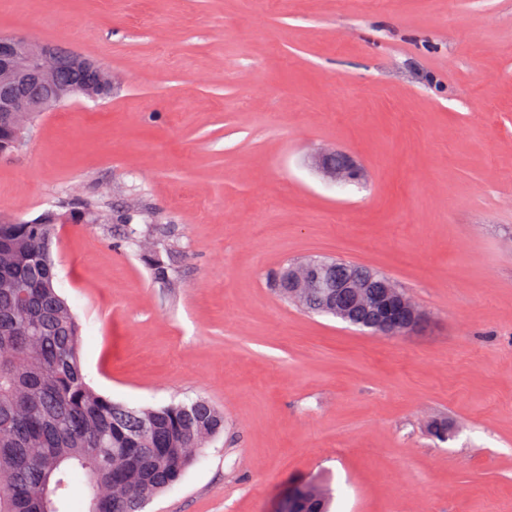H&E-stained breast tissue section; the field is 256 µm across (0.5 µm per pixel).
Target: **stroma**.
I'll use <instances>...</instances> for the list:
<instances>
[{
  "instance_id": "1",
  "label": "stroma",
  "mask_w": 512,
  "mask_h": 512,
  "mask_svg": "<svg viewBox=\"0 0 512 512\" xmlns=\"http://www.w3.org/2000/svg\"><path fill=\"white\" fill-rule=\"evenodd\" d=\"M0 34L112 73L0 157V217L86 207L52 254L90 385L224 431L144 512H512V0H0ZM322 149L365 177L334 185ZM166 227L170 283L124 244ZM309 258L418 305L374 336L285 301ZM448 428L436 438L433 424ZM330 495L331 491L327 485L315 483V485L310 486L304 505L303 491L300 484L292 485L281 499L275 512H301L303 505L309 511L322 510L320 512H329Z\"/></svg>"
}]
</instances>
